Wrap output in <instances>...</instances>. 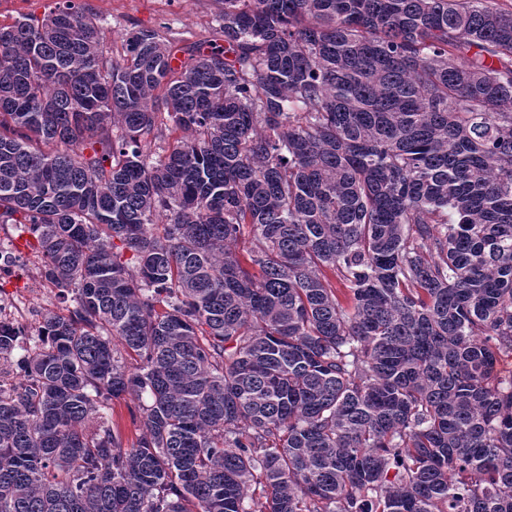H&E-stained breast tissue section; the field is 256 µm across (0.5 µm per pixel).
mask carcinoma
Listing matches in <instances>:
<instances>
[{"instance_id":"obj_1","label":"carcinoma","mask_w":512,"mask_h":512,"mask_svg":"<svg viewBox=\"0 0 512 512\" xmlns=\"http://www.w3.org/2000/svg\"><path fill=\"white\" fill-rule=\"evenodd\" d=\"M219 23L0 22V224L75 304L0 325V512H512V3ZM138 405V401L133 396H125L119 401H115L112 414L113 427L120 433L124 445L129 446L141 432L139 421H132L128 407Z\"/></svg>"}]
</instances>
